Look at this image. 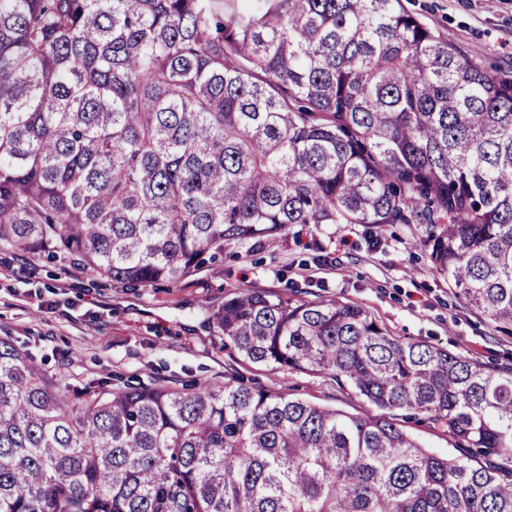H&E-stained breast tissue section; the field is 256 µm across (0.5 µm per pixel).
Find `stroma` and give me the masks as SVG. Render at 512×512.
I'll use <instances>...</instances> for the list:
<instances>
[{"label": "stroma", "instance_id": "obj_1", "mask_svg": "<svg viewBox=\"0 0 512 512\" xmlns=\"http://www.w3.org/2000/svg\"><path fill=\"white\" fill-rule=\"evenodd\" d=\"M436 35L481 64L512 71V0H405ZM413 224H296L259 243H235L177 283L131 285L91 273L63 254L0 244V337L78 391L231 378L325 407L368 415L373 406L329 375L243 361L224 343L214 312L230 294L340 297L360 304L402 340L447 349L490 368H512V336L494 332L439 276Z\"/></svg>", "mask_w": 512, "mask_h": 512}]
</instances>
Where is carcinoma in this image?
Returning <instances> with one entry per match:
<instances>
[{
    "label": "carcinoma",
    "instance_id": "cac0c4a2",
    "mask_svg": "<svg viewBox=\"0 0 512 512\" xmlns=\"http://www.w3.org/2000/svg\"><path fill=\"white\" fill-rule=\"evenodd\" d=\"M293 224L425 228L512 335V76L402 0H0V243L175 283ZM213 319L377 414L236 379L73 399L0 337V512H512V372L337 297L243 290ZM400 423L406 427L423 447L430 448L441 455L454 451L453 441L448 438V433L443 432L441 429L419 426L413 423V421Z\"/></svg>",
    "mask_w": 512,
    "mask_h": 512
}]
</instances>
